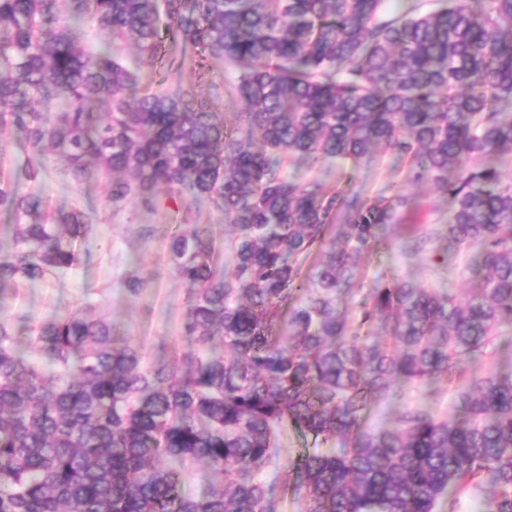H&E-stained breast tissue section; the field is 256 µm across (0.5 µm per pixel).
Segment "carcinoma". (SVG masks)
I'll return each mask as SVG.
<instances>
[{
    "mask_svg": "<svg viewBox=\"0 0 512 512\" xmlns=\"http://www.w3.org/2000/svg\"><path fill=\"white\" fill-rule=\"evenodd\" d=\"M64 0H0V133H24L29 181L49 148L67 149L71 176L105 177L114 207L158 191L208 202L231 236L180 224L169 265L187 286L190 363L149 361L112 337L87 307L33 328L41 366L0 315V512H277L263 480L285 424L334 454L288 469L308 512H455L459 496L491 489L484 512H512V368L474 370L512 327V182L486 164L512 157V0H440L384 18V0H72L137 59L89 51ZM234 65L237 122L205 112L168 61L160 89H140L143 61L166 41ZM58 100L50 117L34 104ZM383 146L409 161L410 181L452 202L448 223L410 227V258L476 249L481 288L460 304L410 279L377 283L348 316L341 295L378 231L416 207L397 193L361 201L288 173L354 163ZM457 170L448 179V168ZM13 251L0 258V310L18 282L82 263L77 243L98 215L44 208L0 177ZM331 246L310 273L303 265ZM441 378L457 384L454 414L401 411L366 429L369 403ZM206 464L208 492L185 488Z\"/></svg>",
    "mask_w": 512,
    "mask_h": 512,
    "instance_id": "obj_1",
    "label": "carcinoma"
}]
</instances>
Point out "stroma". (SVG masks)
<instances>
[{"label": "stroma", "mask_w": 512, "mask_h": 512, "mask_svg": "<svg viewBox=\"0 0 512 512\" xmlns=\"http://www.w3.org/2000/svg\"><path fill=\"white\" fill-rule=\"evenodd\" d=\"M236 77L235 69L223 62L193 59L185 63L181 83L208 111L221 114L231 125L237 112L244 109L234 91ZM5 136L13 144L10 154L0 161V173L6 179L24 191L39 190L52 208H92L100 218L95 232L80 244L86 258L78 268L33 286L19 284L15 294L9 296L6 314L16 328L20 349L30 350L35 321L91 306L111 320L117 341L140 345L148 359L173 356L183 359L193 354L195 347L183 334L186 289L170 268L167 233L187 218L191 223L208 226L220 241L229 232L223 215L211 207L184 214L182 206L163 193L159 194L158 206L152 213L146 212L135 199L122 207H112L105 181L95 178L76 182L65 158L58 152L49 156L48 174L42 185L34 186L26 177L27 156L19 146L20 132L9 130ZM408 167L407 160L381 149L355 164L334 160L312 169L297 164L293 171L300 178L318 180L329 193L345 188L364 200L398 192L415 197L417 209L402 215L400 225L379 230L377 244L357 272V287L369 289L380 278H410L429 288H446L457 298H467L479 281L467 268L472 249H464L449 266L442 267L424 259L405 257L396 247L403 226L416 224L425 228L444 224L451 210L450 199L431 184L409 181ZM143 224L158 225L159 234L149 240L142 239L139 227ZM132 271L146 282L135 296L124 287ZM340 447L336 440L316 443L312 436L293 428L281 434L265 472L279 500V512L307 510L303 495L294 489V480L287 475L289 462L305 453L331 452Z\"/></svg>", "instance_id": "stroma-1"}]
</instances>
